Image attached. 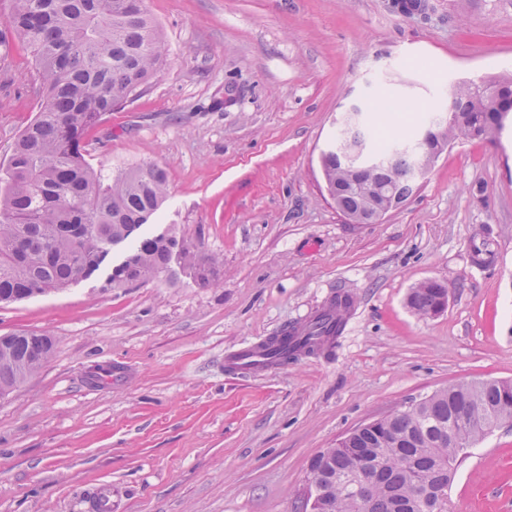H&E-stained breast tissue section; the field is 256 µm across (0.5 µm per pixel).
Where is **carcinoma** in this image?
Listing matches in <instances>:
<instances>
[{
  "label": "carcinoma",
  "mask_w": 512,
  "mask_h": 512,
  "mask_svg": "<svg viewBox=\"0 0 512 512\" xmlns=\"http://www.w3.org/2000/svg\"><path fill=\"white\" fill-rule=\"evenodd\" d=\"M5 23L30 54L41 102L33 120L16 139L5 176L0 178V303L28 293L59 291L93 275L107 261V246L129 240L161 207L168 180L156 164L117 175L88 161L86 135L101 117L147 84L165 54L157 25L144 0H9ZM353 121L339 120L346 142H374L377 124L396 119L373 103ZM512 113V77L463 82L448 94L447 124L431 127L429 147L442 150L457 140H484L486 131L504 130ZM391 157L387 166L351 174L333 144L321 153L322 175L339 183V210L365 203V183L392 190L402 200L418 189L407 154L386 142L376 146ZM200 283L209 272L193 261L175 235L136 240L130 255L112 269L109 287L145 283L166 271L173 258ZM445 289L415 286L407 305L420 316L433 314ZM351 297L331 305L288 339L269 338L264 347L283 364L328 346L343 329ZM0 353V392L24 381L48 361V336L12 335ZM500 421L512 426V398L501 388L477 381L462 393L453 384L406 411L372 427L357 429L323 460L313 459L312 481L321 493L320 512H441V497L474 445Z\"/></svg>",
  "instance_id": "obj_1"
}]
</instances>
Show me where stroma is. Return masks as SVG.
<instances>
[{
	"mask_svg": "<svg viewBox=\"0 0 512 512\" xmlns=\"http://www.w3.org/2000/svg\"><path fill=\"white\" fill-rule=\"evenodd\" d=\"M166 55L157 76L87 135L115 173L157 164L160 210L209 284L178 262L105 287L0 304V336L46 334L51 358L0 395V512H300L319 451L451 384L512 380V125L458 141L381 223L353 224L319 157L352 100L443 108L451 87L512 73V0H433L428 21L384 0H146ZM238 99L225 106L224 88ZM17 42L0 46V162L39 109ZM490 240L493 261L473 247ZM426 279L448 305H407ZM333 347L234 373L227 352L301 326L339 294ZM119 377L88 383L97 365ZM448 512H512V427L484 438Z\"/></svg>",
	"mask_w": 512,
	"mask_h": 512,
	"instance_id": "stroma-1",
	"label": "stroma"
}]
</instances>
